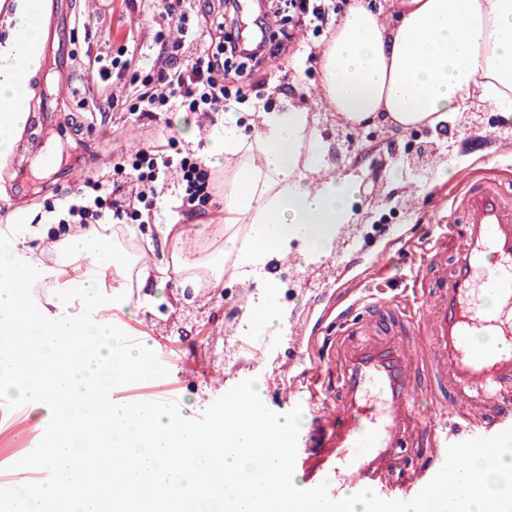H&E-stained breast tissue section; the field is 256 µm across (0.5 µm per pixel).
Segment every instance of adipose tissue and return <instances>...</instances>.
<instances>
[{
  "mask_svg": "<svg viewBox=\"0 0 512 512\" xmlns=\"http://www.w3.org/2000/svg\"><path fill=\"white\" fill-rule=\"evenodd\" d=\"M44 0H14L9 35L0 43V157L9 156L30 119L28 75L41 66ZM318 101L348 128L380 119L406 131L447 123L475 102L489 103L512 123V0H399L391 18L356 0L319 51ZM333 147L310 108L300 103L258 113L254 132L224 119L206 149L220 180L224 258L196 257V243L177 225L164 236L180 241V257L130 255L112 241L108 224H68L52 251L70 272L54 270L55 291L32 297L44 265L22 244L0 247V390L20 403L74 412L30 456L53 470L54 481L26 497L22 512H102L88 495L72 505L63 485L112 473L113 504L132 512H334L303 499L279 478L296 418L271 420L264 380L242 382L223 415L200 419L153 404L87 408L90 392L157 377L159 369L134 349L119 351L121 317L168 282L219 291L225 280L253 285L249 322L280 319L281 281L272 266L288 260L320 263L354 221L359 184L337 171ZM112 280L111 296L102 292ZM216 483L219 493L206 491ZM512 512V438L493 448L465 449L444 485L402 512Z\"/></svg>",
  "mask_w": 512,
  "mask_h": 512,
  "instance_id": "ef3b65f1",
  "label": "adipose tissue"
}]
</instances>
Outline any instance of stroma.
<instances>
[{"label": "stroma", "instance_id": "stroma-1", "mask_svg": "<svg viewBox=\"0 0 512 512\" xmlns=\"http://www.w3.org/2000/svg\"><path fill=\"white\" fill-rule=\"evenodd\" d=\"M152 15V0H81L74 44L78 75L72 90L54 102L44 120L29 121L15 154L16 159H23L42 143L54 152L57 164L51 169L33 164L19 173L26 198L0 213V236L41 251L44 242L34 230L45 223L47 207L73 191L87 175L111 174L122 149L154 135V126L144 124L139 114L118 107L106 117L91 119L80 109L77 97L81 91L95 93L99 83L86 67V58L99 53L112 58L123 51L156 54ZM323 43L320 37H299L288 54L278 59L287 78L275 103L281 106L291 99L314 107L323 135L336 147L337 167L356 176L361 196L355 220L356 247L335 255L334 277L322 278L313 266L300 264L282 278L278 305L284 316L270 328L255 324L242 329L240 305L249 288L233 281L226 282L223 294L205 308L189 295L175 299L173 285H166L155 290L152 299L128 320L129 326L139 328L161 347L169 365L167 377L178 380V406L195 408L202 415L210 414L215 395L243 380L257 377L286 382L311 368L317 353L304 338L322 323V311L336 301L341 284L360 283L364 295L381 291L391 295L411 285L424 246L405 253L390 251L389 246L397 238L415 241L425 229L440 233L448 212L437 204L449 188L448 183L434 186L412 174L407 161L413 145L454 166L459 176L475 168L512 166V124L504 123L483 102L452 118L443 130L421 126L402 131L373 124V138L364 141L365 155H355L350 144L361 139L359 131L345 129L333 112L317 104L320 73L316 55ZM488 132L492 140L481 151L471 152L469 140ZM160 223L179 225L201 244L203 255L214 258L222 252L224 240L216 227L178 208L174 189H165L161 195ZM157 224H120L116 232L128 247L158 256L171 254L175 241L158 233ZM382 257L388 262L384 277L369 279L372 265ZM265 404L269 415L300 417L302 429H309L313 407L307 394L289 396L270 388ZM31 418L28 408L18 401L0 403V512H11L14 500L24 492L25 476L33 470L24 435Z\"/></svg>", "mask_w": 512, "mask_h": 512}]
</instances>
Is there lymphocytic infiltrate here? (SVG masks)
<instances>
[{"instance_id":"1","label":"lymphocytic infiltrate","mask_w":512,"mask_h":512,"mask_svg":"<svg viewBox=\"0 0 512 512\" xmlns=\"http://www.w3.org/2000/svg\"><path fill=\"white\" fill-rule=\"evenodd\" d=\"M161 19L154 42L159 51L153 60L99 59L88 62L101 85L95 96L85 98L87 112L113 108V80L131 88L130 111L149 121L173 111H226L229 98L271 103L268 83L247 87L246 63L263 67L278 58L287 43L295 42L298 32L321 37L333 19L344 13L349 0H269L268 31L259 39L239 43L225 30L239 21V0H223L224 10L216 15L203 11V28L190 21L189 0H155ZM174 138L165 136L143 143L127 152L113 167L112 178L85 177L73 196L61 202L55 218L61 224H149L153 221L156 199L161 188L177 180L188 207L207 203L211 174L196 152L175 151Z\"/></svg>"}]
</instances>
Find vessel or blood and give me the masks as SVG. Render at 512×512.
Wrapping results in <instances>:
<instances>
[{"label": "vessel or blood", "mask_w": 512, "mask_h": 512, "mask_svg": "<svg viewBox=\"0 0 512 512\" xmlns=\"http://www.w3.org/2000/svg\"><path fill=\"white\" fill-rule=\"evenodd\" d=\"M79 11L78 0H51L44 53L65 86L74 71L66 35ZM450 200L454 217L422 257L411 293L339 309L335 336L309 337L325 357L303 377L315 418L282 469L304 492L339 505L368 490L379 512H400L445 481L461 449L512 433V172H471ZM490 282L497 307L488 314ZM477 336L495 343L476 348ZM424 394L444 418L420 413ZM411 454L418 464L403 468ZM108 482L104 474L62 491L103 499Z\"/></svg>", "instance_id": "vessel-or-blood-1"}]
</instances>
